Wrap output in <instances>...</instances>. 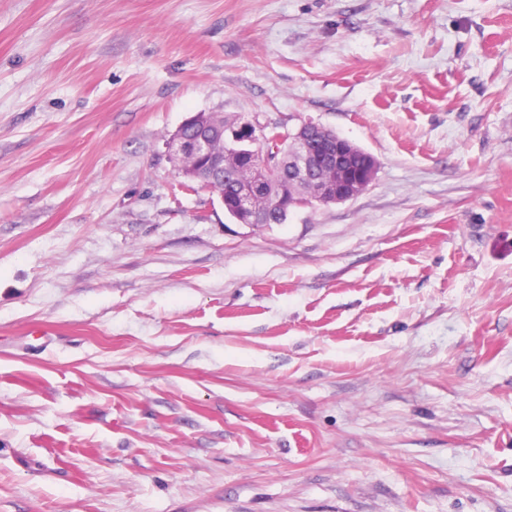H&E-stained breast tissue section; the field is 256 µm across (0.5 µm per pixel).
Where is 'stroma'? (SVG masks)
<instances>
[{
  "label": "stroma",
  "mask_w": 512,
  "mask_h": 512,
  "mask_svg": "<svg viewBox=\"0 0 512 512\" xmlns=\"http://www.w3.org/2000/svg\"><path fill=\"white\" fill-rule=\"evenodd\" d=\"M198 112L376 178L233 223ZM0 512H512V0H0Z\"/></svg>",
  "instance_id": "obj_1"
}]
</instances>
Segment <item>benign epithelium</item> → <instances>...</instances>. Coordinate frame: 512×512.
I'll use <instances>...</instances> for the list:
<instances>
[{"mask_svg":"<svg viewBox=\"0 0 512 512\" xmlns=\"http://www.w3.org/2000/svg\"><path fill=\"white\" fill-rule=\"evenodd\" d=\"M178 128L167 140L169 159L178 174L184 178H195L199 172L186 170L183 162L189 155L203 159L204 164L219 173L224 168L237 164L241 167L242 184L233 197L231 207L224 212L238 224L259 227V199H269L276 204L283 203V194L278 192V174L291 170L308 169L315 161L323 171L315 185H305V190L314 194L317 205L344 204L356 199L372 184L377 173L375 157L341 136L335 130L304 122L261 123L257 119H231L225 138V149H213V141L198 138L189 139ZM272 140L274 157L262 153L264 144Z\"/></svg>","mask_w":512,"mask_h":512,"instance_id":"1","label":"benign epithelium"}]
</instances>
